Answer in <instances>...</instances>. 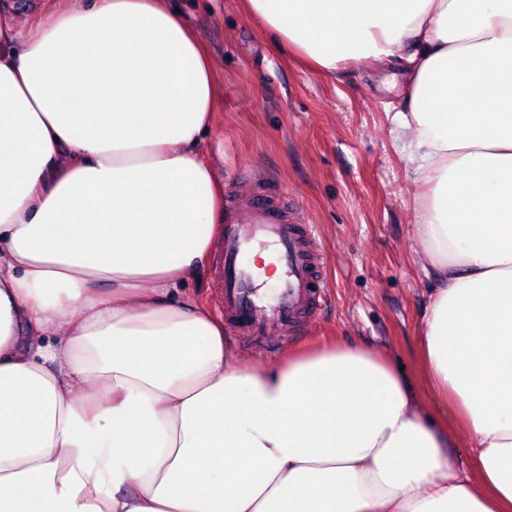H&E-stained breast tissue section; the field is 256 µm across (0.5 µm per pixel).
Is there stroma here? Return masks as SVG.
<instances>
[{"instance_id": "stroma-1", "label": "stroma", "mask_w": 512, "mask_h": 512, "mask_svg": "<svg viewBox=\"0 0 512 512\" xmlns=\"http://www.w3.org/2000/svg\"><path fill=\"white\" fill-rule=\"evenodd\" d=\"M207 47L219 86L204 145L223 187L240 198L279 188L322 243L328 300L291 333L250 350L232 321L224 336L246 366L291 347L350 343L381 352L418 391L427 387L422 317L435 286L415 235L413 139L397 125L406 92L398 69L363 62L337 75L273 50L243 0H170ZM184 294L224 313L223 265L213 253Z\"/></svg>"}]
</instances>
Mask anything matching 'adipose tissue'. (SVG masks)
<instances>
[{"label":"adipose tissue","mask_w":512,"mask_h":512,"mask_svg":"<svg viewBox=\"0 0 512 512\" xmlns=\"http://www.w3.org/2000/svg\"><path fill=\"white\" fill-rule=\"evenodd\" d=\"M317 69L401 66L434 399L336 345L245 367L178 291L222 190L168 0L0 25V512H512V0H246Z\"/></svg>","instance_id":"adipose-tissue-1"}]
</instances>
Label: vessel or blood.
Segmentation results:
<instances>
[{
  "label": "vessel or blood",
  "instance_id": "1",
  "mask_svg": "<svg viewBox=\"0 0 512 512\" xmlns=\"http://www.w3.org/2000/svg\"><path fill=\"white\" fill-rule=\"evenodd\" d=\"M260 236L277 245L284 267L281 292L273 306L262 303L252 275L239 265L245 244ZM223 256L224 312L250 346H263L272 328L295 329L317 309L325 294L327 281L318 273L320 253L312 228L292 206L267 196L259 194L243 201L227 196Z\"/></svg>",
  "mask_w": 512,
  "mask_h": 512
}]
</instances>
